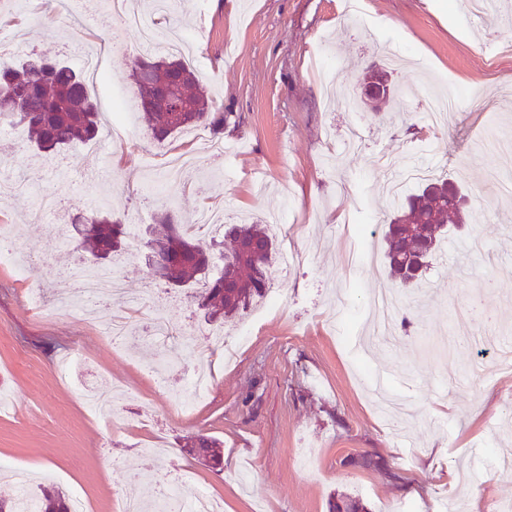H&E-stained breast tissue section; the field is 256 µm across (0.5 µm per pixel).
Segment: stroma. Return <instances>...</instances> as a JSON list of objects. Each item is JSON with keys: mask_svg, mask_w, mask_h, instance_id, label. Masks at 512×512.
<instances>
[{"mask_svg": "<svg viewBox=\"0 0 512 512\" xmlns=\"http://www.w3.org/2000/svg\"><path fill=\"white\" fill-rule=\"evenodd\" d=\"M362 22L345 0H175L160 18L192 36L187 51L211 111L224 113V133L208 125L189 138L160 143L145 125L116 139L112 98L133 88V59L104 49L111 28L63 24L57 0H0V65L14 64L12 45L29 57L66 58L84 43L106 78L88 82L101 114L100 151L81 146L38 167L25 135L0 122V176L33 177L30 191L0 204V233L12 238L14 265L0 266V497L15 494L14 469L32 485L56 484L90 512H119L126 500L154 498L166 477H184L185 493L207 491L219 512H328L331 497L359 499L366 512H492L512 503V475L498 472L512 453V372H501L478 344L449 348L452 313L477 302L495 317L486 336L512 340V199L487 182L489 171L512 173V153L486 142L490 129L512 127V0L475 14L463 0H365ZM327 54L331 87L312 74ZM390 69L401 106L348 109L369 66ZM455 91L461 100L441 128H429V95ZM229 152L215 160L210 142ZM191 153L195 164L167 196L147 184L165 172L149 154ZM102 165L91 180L85 168ZM433 169L459 185L467 222L448 234L419 287L408 288L390 339L364 344L374 319L364 302L390 285L384 219L392 211L382 189L408 166ZM60 201V217L38 213L41 195ZM110 208L145 229L167 211L192 223L206 207L224 221L266 223L295 264L280 282L279 301L259 302L227 336L246 334L233 360L209 337L189 287L156 278L140 249L125 250L114 269L142 307L197 329L196 339L137 352L101 338L98 324L70 309L77 270L89 257L58 226L83 211ZM39 261L26 279L18 265ZM45 287L55 304L33 314L27 291ZM161 355L166 384L146 368ZM211 371L207 401L183 408L170 398L196 367ZM386 379L387 397L405 413L387 422L371 391ZM119 385L112 424L79 396L82 388ZM204 433L224 443L217 472L180 447ZM456 482H449V475Z\"/></svg>", "mask_w": 512, "mask_h": 512, "instance_id": "35a3bbf8", "label": "stroma"}]
</instances>
